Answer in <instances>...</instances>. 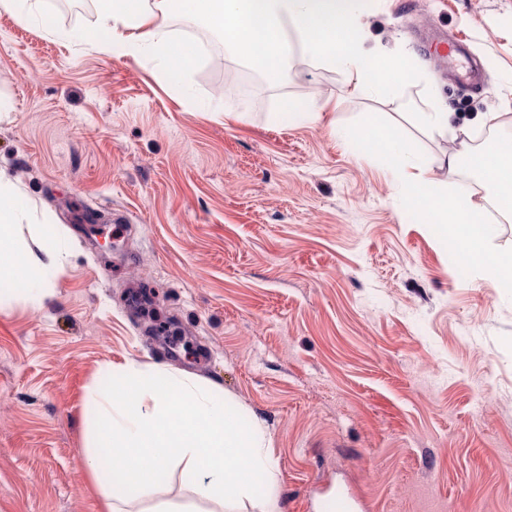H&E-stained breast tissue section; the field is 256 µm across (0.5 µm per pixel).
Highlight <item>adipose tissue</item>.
<instances>
[{
    "label": "adipose tissue",
    "mask_w": 512,
    "mask_h": 512,
    "mask_svg": "<svg viewBox=\"0 0 512 512\" xmlns=\"http://www.w3.org/2000/svg\"><path fill=\"white\" fill-rule=\"evenodd\" d=\"M96 5L98 26L108 38L92 42V49H119L134 59L153 56L161 62L159 79L171 85L181 84L197 58L196 46L170 28L172 18L187 15L220 34L225 47L258 65L273 84L287 72L297 50L318 63L350 68L355 93L370 88L389 93L397 83L418 77L410 61H383L366 49L356 0H96ZM347 137L356 150L375 154L398 172L407 190L419 191L415 207L436 235H453L470 265L499 283L512 284V251L489 248L497 227L485 223L486 208L473 195L431 178L396 127L377 126L368 118ZM25 209L19 189L0 180V296L19 276L64 265L54 228L32 225L36 250L19 248ZM110 379L109 386L98 387L87 400V413L99 418L87 443L91 472H99L105 448L136 482L177 463L193 481L194 502L177 508L160 502L148 512H200V500L222 505L226 512H279L276 464L260 420L244 421L239 404L218 400L212 389L190 376L131 364L111 372ZM259 473L269 483L268 494L261 498L253 492Z\"/></svg>",
    "instance_id": "ef3b65f1"
}]
</instances>
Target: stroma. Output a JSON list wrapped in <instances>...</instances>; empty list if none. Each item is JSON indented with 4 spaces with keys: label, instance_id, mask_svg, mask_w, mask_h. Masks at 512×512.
I'll use <instances>...</instances> for the list:
<instances>
[{
    "label": "stroma",
    "instance_id": "obj_1",
    "mask_svg": "<svg viewBox=\"0 0 512 512\" xmlns=\"http://www.w3.org/2000/svg\"><path fill=\"white\" fill-rule=\"evenodd\" d=\"M44 0L0 10V171L32 224L60 231L64 267L0 305V512H100L85 402L108 366H157L218 385L264 421L281 512H512V294L461 265L408 204L397 173L345 128L396 126L433 178L493 203L449 154L512 136V0H361L369 46L412 56L395 94L303 55L270 84L225 51L199 59L195 94L158 62L98 53L95 9ZM468 37L483 87L463 92L415 30ZM441 100L467 140L428 135L397 97ZM328 103L275 125L281 98ZM96 223H89V216ZM179 467L123 512L192 500ZM19 2H23L24 5H18ZM0 8L14 15L18 22L30 24L40 11L41 2L40 0H1Z\"/></svg>",
    "mask_w": 512,
    "mask_h": 512
}]
</instances>
